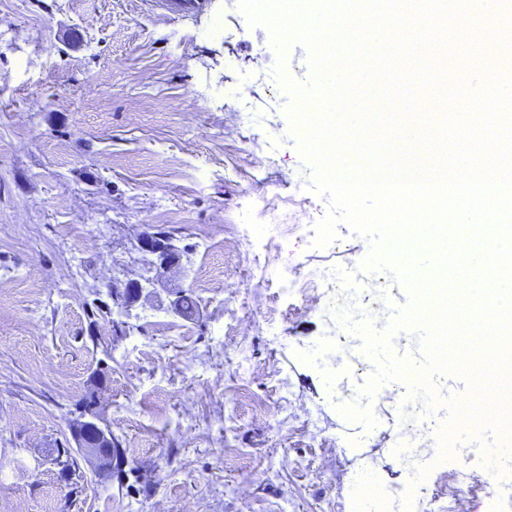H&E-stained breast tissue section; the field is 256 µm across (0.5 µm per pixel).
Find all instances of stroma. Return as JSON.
<instances>
[{
    "label": "stroma",
    "mask_w": 512,
    "mask_h": 512,
    "mask_svg": "<svg viewBox=\"0 0 512 512\" xmlns=\"http://www.w3.org/2000/svg\"><path fill=\"white\" fill-rule=\"evenodd\" d=\"M276 63L237 0H0V512H395L397 393L352 403L334 308L252 273L340 280L371 249L342 222L323 247L258 224V196L313 176ZM160 229L180 273L113 307L154 277L135 244ZM98 374L107 481L69 431ZM151 12H162L171 17H185L205 13L210 0H144Z\"/></svg>",
    "instance_id": "obj_1"
}]
</instances>
